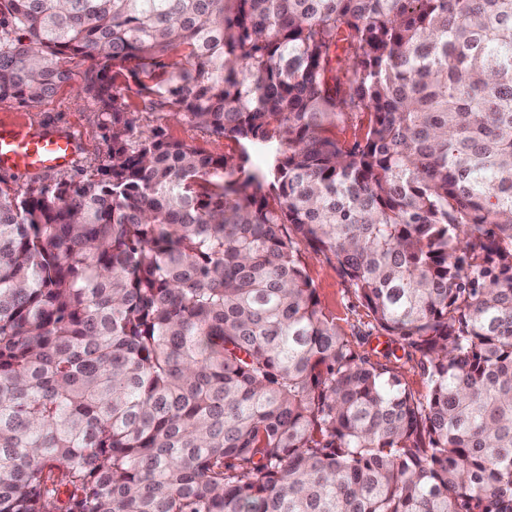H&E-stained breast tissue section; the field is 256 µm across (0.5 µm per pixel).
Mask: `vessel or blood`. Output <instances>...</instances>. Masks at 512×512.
Returning <instances> with one entry per match:
<instances>
[{
	"label": "vessel or blood",
	"instance_id": "b4317fda",
	"mask_svg": "<svg viewBox=\"0 0 512 512\" xmlns=\"http://www.w3.org/2000/svg\"><path fill=\"white\" fill-rule=\"evenodd\" d=\"M79 148L69 132L32 129L18 116L0 119V168L40 172L69 166Z\"/></svg>",
	"mask_w": 512,
	"mask_h": 512
}]
</instances>
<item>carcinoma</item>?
Returning <instances> with one entry per match:
<instances>
[{
	"instance_id": "obj_1",
	"label": "carcinoma",
	"mask_w": 512,
	"mask_h": 512,
	"mask_svg": "<svg viewBox=\"0 0 512 512\" xmlns=\"http://www.w3.org/2000/svg\"><path fill=\"white\" fill-rule=\"evenodd\" d=\"M67 56L112 146L0 189V512H512V0H0V102ZM128 95L132 110L136 111L133 118L139 130L162 128L170 138L192 144L214 155H238L239 147L234 141L210 136L201 128L177 121L167 111L145 109L141 99L133 92H128ZM302 260L322 305L336 316L337 325L355 352L372 362L388 363L383 355L394 351L400 359L396 360L391 356L389 365L397 367L412 392L426 393L427 377L416 364L419 354L408 356L400 344L375 328L364 302L349 287L336 263L309 248L302 250Z\"/></svg>"
}]
</instances>
